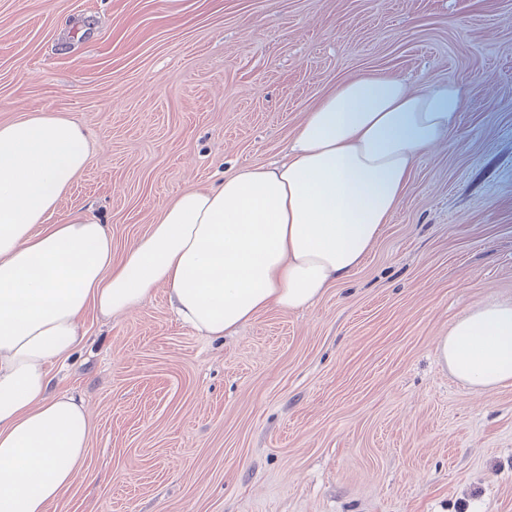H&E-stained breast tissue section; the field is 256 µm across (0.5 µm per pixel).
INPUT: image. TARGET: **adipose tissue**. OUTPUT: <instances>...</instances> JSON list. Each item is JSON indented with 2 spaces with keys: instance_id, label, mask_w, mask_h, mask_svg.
<instances>
[{
  "instance_id": "ef3b65f1",
  "label": "adipose tissue",
  "mask_w": 512,
  "mask_h": 512,
  "mask_svg": "<svg viewBox=\"0 0 512 512\" xmlns=\"http://www.w3.org/2000/svg\"><path fill=\"white\" fill-rule=\"evenodd\" d=\"M462 104L452 84L341 82L296 128L287 162L180 194L117 263L110 225L59 211L88 161L83 128L54 112L0 124V512H49L77 477L92 422L50 369L83 344L88 311L130 314L162 286L183 323L229 336L312 305L363 264ZM437 355L477 390L512 384V302L456 320Z\"/></svg>"
}]
</instances>
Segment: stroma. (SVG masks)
<instances>
[{
	"label": "stroma",
	"instance_id": "obj_1",
	"mask_svg": "<svg viewBox=\"0 0 512 512\" xmlns=\"http://www.w3.org/2000/svg\"><path fill=\"white\" fill-rule=\"evenodd\" d=\"M373 72L466 96L365 262L224 338L162 286L88 312L56 381L93 432L54 512H512V384L473 390L436 356L456 319L512 301V0H0V124L85 129L59 210L111 225L116 260Z\"/></svg>",
	"mask_w": 512,
	"mask_h": 512
}]
</instances>
